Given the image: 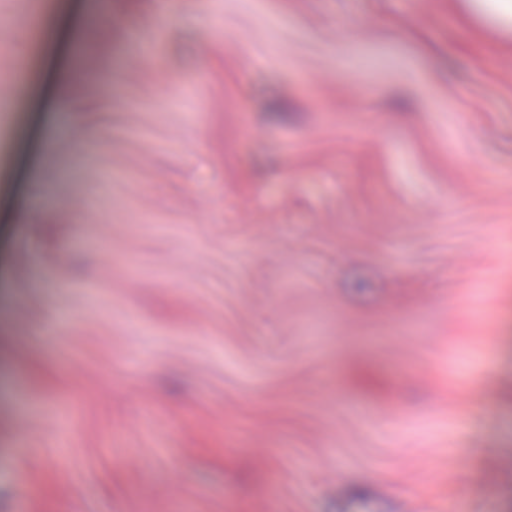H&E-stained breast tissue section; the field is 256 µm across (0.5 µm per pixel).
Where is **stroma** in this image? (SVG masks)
I'll list each match as a JSON object with an SVG mask.
<instances>
[{
  "instance_id": "1",
  "label": "stroma",
  "mask_w": 512,
  "mask_h": 512,
  "mask_svg": "<svg viewBox=\"0 0 512 512\" xmlns=\"http://www.w3.org/2000/svg\"><path fill=\"white\" fill-rule=\"evenodd\" d=\"M109 2L0 52V512H512V13Z\"/></svg>"
}]
</instances>
